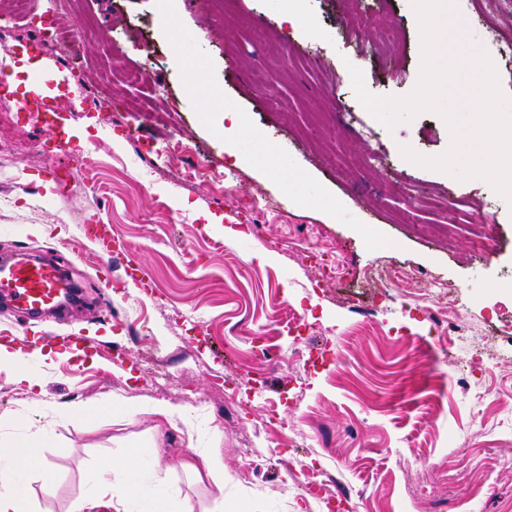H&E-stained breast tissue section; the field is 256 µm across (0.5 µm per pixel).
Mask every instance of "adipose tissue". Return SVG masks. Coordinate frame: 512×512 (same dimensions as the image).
Listing matches in <instances>:
<instances>
[{
  "mask_svg": "<svg viewBox=\"0 0 512 512\" xmlns=\"http://www.w3.org/2000/svg\"><path fill=\"white\" fill-rule=\"evenodd\" d=\"M72 417V411L60 412L36 436L25 438L17 444L0 445V512H32L26 474L38 473L44 494L54 493L55 477L42 449L54 426ZM131 472L130 466L104 462L99 470V491L73 498L68 512H96L97 508L103 506L112 508L113 512H130L131 500L137 492Z\"/></svg>",
  "mask_w": 512,
  "mask_h": 512,
  "instance_id": "1",
  "label": "adipose tissue"
}]
</instances>
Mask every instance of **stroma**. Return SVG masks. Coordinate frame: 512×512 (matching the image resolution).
<instances>
[{
	"label": "stroma",
	"instance_id": "obj_1",
	"mask_svg": "<svg viewBox=\"0 0 512 512\" xmlns=\"http://www.w3.org/2000/svg\"><path fill=\"white\" fill-rule=\"evenodd\" d=\"M462 28L487 51L512 35V5L494 25L456 0ZM0 0V59L16 39L34 66L0 102V135L16 150L0 168V258L64 257L85 301L32 320L0 308V345L37 352L43 385L0 367V414L39 429L75 410L43 453L53 496L27 478L36 512H67L94 491L109 458L136 473L159 512L177 498L209 505L213 483L177 464L219 449L224 512H512V206L480 179L458 181L404 160L435 156L443 120L423 113L386 129L360 108L348 65L378 95H404L420 68L409 0H301L298 30L273 0ZM398 26L397 52L372 21ZM81 64L55 122L19 111L43 70ZM264 67L266 84L252 74ZM201 69L207 96L191 89ZM145 70L143 84L127 82ZM113 71L112 85L100 77ZM109 98L93 111L89 101ZM274 153L262 158L264 138ZM66 144L82 172L44 164L38 146ZM179 144L153 180L151 160ZM209 172L184 181L183 167ZM224 190L216 192V177ZM455 198L463 206L449 212ZM89 224L122 250L101 266ZM232 235H225V228ZM84 243L70 253V240ZM147 270L149 294L127 273ZM448 285L443 299L430 291ZM82 333L63 348L47 336ZM502 348L483 368L474 346ZM164 402L189 423L154 426L113 414V395ZM170 472L151 475L154 456Z\"/></svg>",
	"mask_w": 512,
	"mask_h": 512
}]
</instances>
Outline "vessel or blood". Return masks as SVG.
<instances>
[{"label":"vessel or blood","mask_w":512,"mask_h":512,"mask_svg":"<svg viewBox=\"0 0 512 512\" xmlns=\"http://www.w3.org/2000/svg\"><path fill=\"white\" fill-rule=\"evenodd\" d=\"M88 234L102 260L110 261L118 250V244L106 226L90 225ZM63 282V273L56 264L44 261L35 263L26 257H17L0 265V305L27 315L60 307L71 301Z\"/></svg>","instance_id":"obj_1"}]
</instances>
